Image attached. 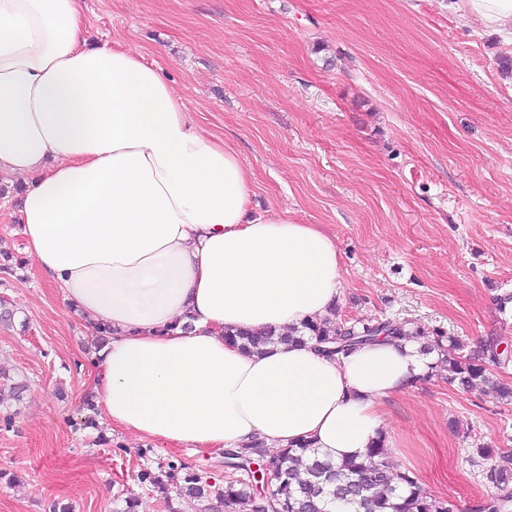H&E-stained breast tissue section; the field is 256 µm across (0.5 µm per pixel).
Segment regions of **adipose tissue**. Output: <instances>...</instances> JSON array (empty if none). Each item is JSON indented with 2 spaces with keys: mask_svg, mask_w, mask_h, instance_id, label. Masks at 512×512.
Masks as SVG:
<instances>
[{
  "mask_svg": "<svg viewBox=\"0 0 512 512\" xmlns=\"http://www.w3.org/2000/svg\"><path fill=\"white\" fill-rule=\"evenodd\" d=\"M449 8L512 40V0ZM0 174L25 184L18 222L37 269L109 331L94 389L113 430L360 459L382 401L426 370L412 341L340 360L310 341L261 355L225 341L329 316L336 243L284 213L250 216L237 153L194 128L143 56L90 41L82 0H0Z\"/></svg>",
  "mask_w": 512,
  "mask_h": 512,
  "instance_id": "1",
  "label": "adipose tissue"
}]
</instances>
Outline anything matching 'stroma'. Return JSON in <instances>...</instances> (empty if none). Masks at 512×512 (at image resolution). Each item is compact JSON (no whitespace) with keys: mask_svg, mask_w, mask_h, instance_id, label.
Wrapping results in <instances>:
<instances>
[{"mask_svg":"<svg viewBox=\"0 0 512 512\" xmlns=\"http://www.w3.org/2000/svg\"><path fill=\"white\" fill-rule=\"evenodd\" d=\"M91 38L155 64L194 124L234 148L251 208L322 225L343 323H407L512 349V45L448 0H83ZM0 201V512H122L140 467L170 456L224 484V458L139 441L84 404L93 337L36 269ZM393 466L470 512L490 487L469 448L512 450V403L446 371L383 403Z\"/></svg>","mask_w":512,"mask_h":512,"instance_id":"1","label":"stroma"}]
</instances>
